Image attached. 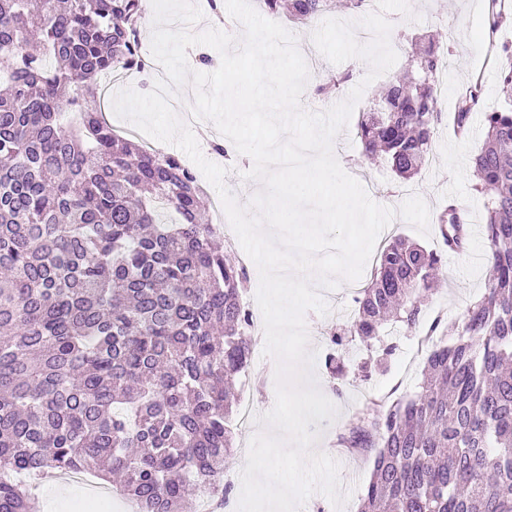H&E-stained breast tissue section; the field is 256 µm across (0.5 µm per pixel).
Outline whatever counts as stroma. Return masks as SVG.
Returning <instances> with one entry per match:
<instances>
[{"label":"stroma","mask_w":512,"mask_h":512,"mask_svg":"<svg viewBox=\"0 0 512 512\" xmlns=\"http://www.w3.org/2000/svg\"><path fill=\"white\" fill-rule=\"evenodd\" d=\"M503 3L509 20L494 32L488 24V0H410V15L389 13L390 42L398 54V61L389 73L365 85L347 127L333 142V152L341 167L345 172H357L367 179L370 184L368 194L376 203L396 208L409 195L416 194L427 203L433 218L449 201H456L462 208L466 224L472 227L469 246L463 252L444 255L439 270L442 284L426 303L428 318H441L440 330L444 333L459 321L471 303L483 295L487 284V247L482 233L487 198L475 189L471 159L483 143L484 113L504 106L499 76L502 69L512 64L504 51L505 46H512V0H503ZM428 35L434 36L448 50V66L439 77L444 113L455 112L462 87L478 81L484 94L469 135L457 137L447 124H440L425 167L418 175L404 180L392 171L384 158L371 162L363 158L355 136L356 126L393 75L408 68L421 38ZM368 70V64L354 59L335 65L325 57H318L317 67L310 73L301 97L302 108L311 112L326 111L361 84ZM336 77L340 78L341 84L332 97L316 95V84ZM334 294L337 304L327 315L314 311L306 314L309 346L318 352L315 362L317 385L339 411L335 420L325 419L319 423L321 436L317 445L321 448L335 447L339 434L358 413L364 396L398 399L414 389L423 367L418 347L423 329L399 326L385 337L386 342L396 347L387 362L376 363L355 341L343 354L344 375L331 374L324 365L329 351L328 334L333 326L350 315L354 297L345 282L335 289ZM263 350V343L255 344L249 366L238 386L241 401L249 402L258 415L270 411L275 403L273 391L254 387L255 382L269 378L276 370L275 359L264 355ZM366 367L371 368L372 376L365 381L361 374ZM339 466L341 490L347 496L343 505L334 507L324 495L316 493L304 503L300 512H359L361 495L371 476L372 461L367 456H351L340 460ZM59 490L66 491L68 503L75 512H102L103 506L108 504L112 505V512H121L116 506V494H105L98 482L87 483L75 478L39 483L35 489L39 512H49L53 495Z\"/></svg>","instance_id":"obj_1"}]
</instances>
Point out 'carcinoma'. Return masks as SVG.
<instances>
[{
  "label": "carcinoma",
  "mask_w": 512,
  "mask_h": 512,
  "mask_svg": "<svg viewBox=\"0 0 512 512\" xmlns=\"http://www.w3.org/2000/svg\"><path fill=\"white\" fill-rule=\"evenodd\" d=\"M306 23L336 0H259ZM142 0H0V512H34L14 479L94 471L138 512H178L203 488L230 497L236 384L252 353L248 273L197 178L112 129L104 77L141 70ZM447 59L428 41L417 75L391 82L362 115V154L407 179L426 161L443 112ZM502 110L484 113L472 166L491 193L489 278L455 334L429 325L424 367L400 399H371L338 437L373 456L359 512H512V67ZM475 83L451 120L469 133ZM446 250L465 247L450 201ZM442 254L397 238L376 257L355 312L329 333L374 346L385 325L417 326Z\"/></svg>",
  "instance_id": "1"
}]
</instances>
